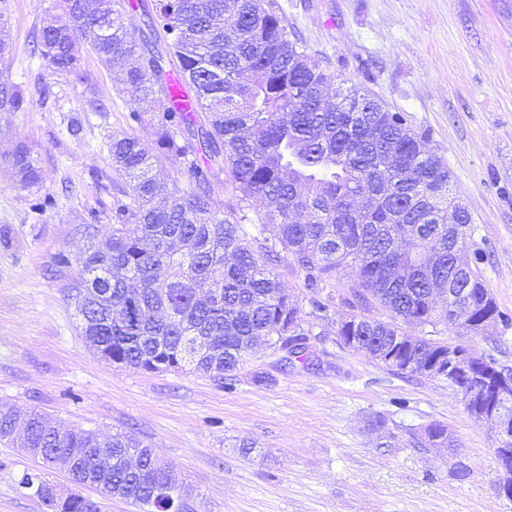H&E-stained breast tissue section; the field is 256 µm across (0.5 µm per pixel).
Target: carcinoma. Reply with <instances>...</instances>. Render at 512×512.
I'll use <instances>...</instances> for the list:
<instances>
[{
  "mask_svg": "<svg viewBox=\"0 0 512 512\" xmlns=\"http://www.w3.org/2000/svg\"><path fill=\"white\" fill-rule=\"evenodd\" d=\"M61 14L35 37L36 49L61 74L78 73L82 41L105 67L120 69L135 107L127 129L107 143L112 169L124 180L112 204L104 248L79 259L76 302L82 336L94 352L123 369L149 373L186 368L232 380L253 337L308 335L304 315L329 318L314 300L305 312L280 281L285 265L315 294L353 265L348 307L336 319L340 343L401 374L448 353L425 328L448 323L438 289L464 294L467 320L504 321L481 266L487 254L459 253L472 238L448 167L406 113L392 112L356 85L329 97L334 76L323 70L278 15L274 0H153L148 27L166 53L136 38L119 0H59ZM190 94L173 104L164 57ZM22 85L0 72V112H25ZM148 126L151 140L135 133ZM202 159H197L198 154ZM180 159L185 186L156 175ZM22 188L41 180V157L24 140L4 156ZM238 194L234 205L214 193V179ZM388 321L363 314L375 306ZM18 412L0 410V442L12 439ZM27 447L42 468L17 487L45 512H101V502L73 487L109 490L137 512H181L165 492L168 466L159 451L116 432L61 431L35 410L24 412ZM140 451L137 468L121 459ZM67 462L73 487L49 472Z\"/></svg>",
  "mask_w": 512,
  "mask_h": 512,
  "instance_id": "cac0c4a2",
  "label": "carcinoma"
}]
</instances>
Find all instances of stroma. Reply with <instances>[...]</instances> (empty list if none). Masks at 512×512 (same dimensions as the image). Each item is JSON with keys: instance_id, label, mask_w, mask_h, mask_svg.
Segmentation results:
<instances>
[{"instance_id": "stroma-1", "label": "stroma", "mask_w": 512, "mask_h": 512, "mask_svg": "<svg viewBox=\"0 0 512 512\" xmlns=\"http://www.w3.org/2000/svg\"><path fill=\"white\" fill-rule=\"evenodd\" d=\"M288 30L336 89L358 85L427 132L452 173L473 243L491 260L482 275L512 317V0H276ZM4 74L31 106L0 113V158L17 139L42 159L36 189L15 185L0 162V407L35 410L60 429L127 432L158 448L203 512H512L497 492L499 446L446 381L400 375L341 345L334 317L349 314L346 268L319 297L327 320L306 318L314 365L280 369L260 350L225 390L202 373L114 367L81 334L73 299L77 259L111 231L123 180L106 143L125 130L130 93L119 70L79 45L80 72L61 75L35 53L32 34L56 0H0ZM109 104L89 109L91 100ZM52 208L33 209L35 195ZM97 220L96 239L83 235ZM67 255L69 264L58 262ZM435 338L512 367V325L473 334L456 323ZM268 382H256L258 373ZM446 426L454 448L429 445ZM467 477H459V467ZM0 445V512H41L17 479L38 469Z\"/></svg>"}]
</instances>
